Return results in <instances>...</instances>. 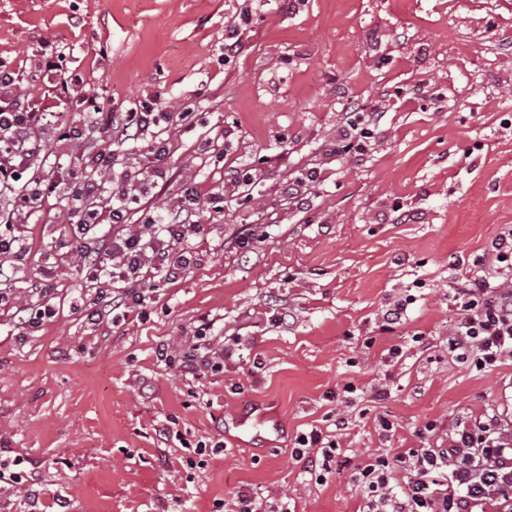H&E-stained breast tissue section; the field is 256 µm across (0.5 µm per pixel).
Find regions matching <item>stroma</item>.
I'll return each instance as SVG.
<instances>
[{
  "label": "stroma",
  "mask_w": 512,
  "mask_h": 512,
  "mask_svg": "<svg viewBox=\"0 0 512 512\" xmlns=\"http://www.w3.org/2000/svg\"><path fill=\"white\" fill-rule=\"evenodd\" d=\"M49 45L74 88L66 121L82 119V96L113 112L146 96L194 110L191 130L163 129L166 183L127 225L192 184L205 232L199 264L94 325L113 286L82 274L63 195L16 225L29 252L0 304V458L32 462L40 495L33 506L0 482V512H55L60 497L65 512H222L243 488L262 512H357L358 464L418 447L428 422L442 434L505 404L512 360L478 373L446 338L453 281L483 274L478 258L512 230V0H0V61L37 101L57 81L37 67ZM363 107L383 114L376 143L341 152L336 132ZM49 151L48 181L83 166L72 144ZM311 169L319 181L297 204L288 185ZM250 229L259 241L238 250ZM39 281L55 315L29 331L17 309ZM408 296L401 325L382 331L384 306ZM203 323L230 352L223 370L192 378L158 361L159 345L188 351ZM348 383L349 407L335 398ZM379 385L390 397L373 400ZM338 414L340 469L318 484L291 450ZM201 440L224 448L197 453Z\"/></svg>",
  "instance_id": "35a3bbf8"
}]
</instances>
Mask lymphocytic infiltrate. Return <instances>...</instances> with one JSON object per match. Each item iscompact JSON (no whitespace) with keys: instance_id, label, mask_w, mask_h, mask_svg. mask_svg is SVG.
Returning a JSON list of instances; mask_svg holds the SVG:
<instances>
[{"instance_id":"f902f5d3","label":"lymphocytic infiltrate","mask_w":512,"mask_h":512,"mask_svg":"<svg viewBox=\"0 0 512 512\" xmlns=\"http://www.w3.org/2000/svg\"><path fill=\"white\" fill-rule=\"evenodd\" d=\"M191 118L186 110H164L154 98L137 101L124 112L104 110L89 99L80 123L63 125L58 113L32 107L21 98L1 103L0 195L11 196L13 204L0 210V282L10 280L26 255L15 225L52 191L40 176L50 132L80 149L91 170L67 192L76 218L74 235L83 242L80 267L88 280L105 278L120 286L108 304L88 313L92 324L142 307L158 282L176 280L197 264L199 257L190 247L202 229L195 188H186L177 205L150 216L140 232L124 230L122 207L105 215L96 206L103 190L101 176L114 169V155L103 148V141L146 142L154 176L160 179L171 145L156 136V128H182ZM106 218L116 232L90 240V232ZM480 262L491 266L492 276H473L451 289L449 301L457 317L448 334V351L486 373L512 359V235L493 242ZM293 453L305 473L320 482L331 473L340 448L337 440L314 427L297 436ZM354 480L362 492L359 512H512V409L458 416L440 444L408 448L392 458L369 457L357 466Z\"/></svg>"}]
</instances>
